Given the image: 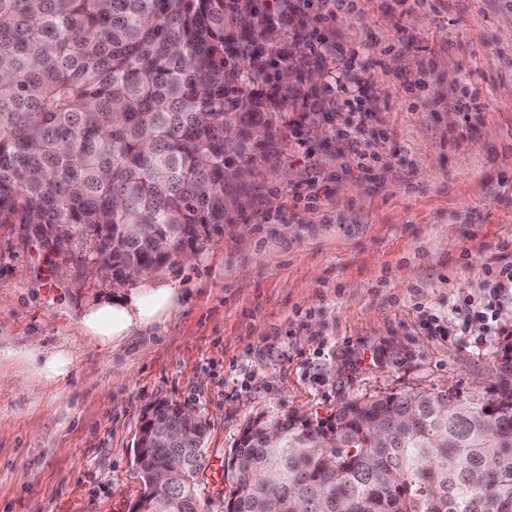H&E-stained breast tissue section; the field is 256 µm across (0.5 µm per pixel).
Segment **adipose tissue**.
I'll list each match as a JSON object with an SVG mask.
<instances>
[{
	"instance_id": "adipose-tissue-1",
	"label": "adipose tissue",
	"mask_w": 512,
	"mask_h": 512,
	"mask_svg": "<svg viewBox=\"0 0 512 512\" xmlns=\"http://www.w3.org/2000/svg\"><path fill=\"white\" fill-rule=\"evenodd\" d=\"M182 302L178 283L140 274L134 288L118 294L109 302H93L85 306L80 328L101 348H119L136 332L164 324ZM28 378L57 383L70 373L73 354L65 349L42 350L28 357Z\"/></svg>"
}]
</instances>
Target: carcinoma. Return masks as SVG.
Here are the masks:
<instances>
[{
	"label": "carcinoma",
	"mask_w": 512,
	"mask_h": 512,
	"mask_svg": "<svg viewBox=\"0 0 512 512\" xmlns=\"http://www.w3.org/2000/svg\"><path fill=\"white\" fill-rule=\"evenodd\" d=\"M262 0H0V224L43 225L122 282L224 231L310 125L325 59ZM206 423L159 404L133 463L144 512H202ZM172 474L157 489L152 475ZM225 512H512V385L253 419L224 460Z\"/></svg>",
	"instance_id": "cac0c4a2"
}]
</instances>
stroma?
<instances>
[{"instance_id": "35a3bbf8", "label": "stroma", "mask_w": 512, "mask_h": 512, "mask_svg": "<svg viewBox=\"0 0 512 512\" xmlns=\"http://www.w3.org/2000/svg\"><path fill=\"white\" fill-rule=\"evenodd\" d=\"M332 44L322 135L289 128L242 211L193 261L161 326L106 351L86 303L134 287L0 224V374L23 349L75 354L60 383L0 392V512H129L153 406L209 423L223 461L258 415L512 383V0H293Z\"/></svg>"}]
</instances>
